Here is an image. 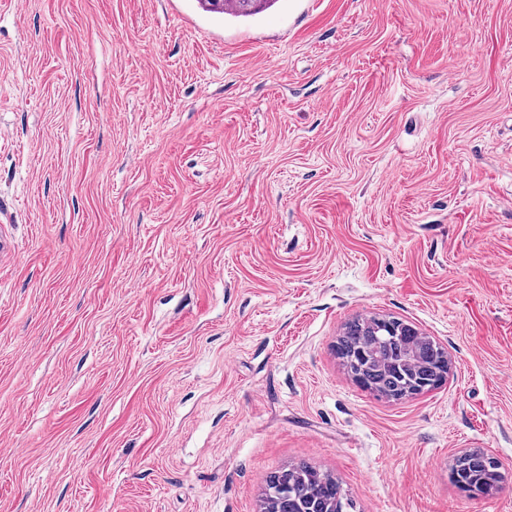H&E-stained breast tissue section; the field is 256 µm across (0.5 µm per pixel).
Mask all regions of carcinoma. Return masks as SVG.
<instances>
[{
    "instance_id": "carcinoma-1",
    "label": "carcinoma",
    "mask_w": 512,
    "mask_h": 512,
    "mask_svg": "<svg viewBox=\"0 0 512 512\" xmlns=\"http://www.w3.org/2000/svg\"><path fill=\"white\" fill-rule=\"evenodd\" d=\"M278 0H198L200 7L211 13L233 18H248L271 8ZM444 348L429 338L418 344L410 336H400L389 343L378 344L353 320L346 324L337 339L336 353L342 360L354 357L362 367L360 387L388 399L407 385L434 374ZM450 479L467 482L483 494L501 482L502 475L493 457L479 448L470 449L454 461ZM263 512H355L353 500L330 474L301 462L273 473L267 481Z\"/></svg>"
}]
</instances>
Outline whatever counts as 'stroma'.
<instances>
[{
  "label": "stroma",
  "instance_id": "obj_1",
  "mask_svg": "<svg viewBox=\"0 0 512 512\" xmlns=\"http://www.w3.org/2000/svg\"><path fill=\"white\" fill-rule=\"evenodd\" d=\"M382 315L440 387L351 379ZM301 461L512 512V0H0V512H260ZM200 7L211 13L233 18H248L271 8L277 0H197ZM357 321L346 324L342 336L337 339L336 353L348 373L345 359L353 356L359 362L363 383L358 385L362 389L379 397L402 400L392 396L411 385L408 380L419 383L434 374L439 355L445 350L429 336H425L427 340L420 344L414 343L413 336H399L395 341L376 344L365 328H359ZM412 351H417L422 361L408 373L402 365ZM493 459L495 458L480 448L465 451L454 461L450 470V479L462 491L458 483L464 480L468 486L475 488V493H486L496 487L502 479L499 473L500 466L495 464Z\"/></svg>",
  "mask_w": 512,
  "mask_h": 512
}]
</instances>
